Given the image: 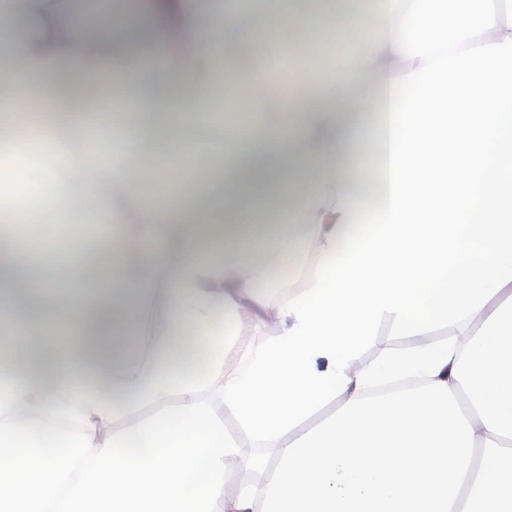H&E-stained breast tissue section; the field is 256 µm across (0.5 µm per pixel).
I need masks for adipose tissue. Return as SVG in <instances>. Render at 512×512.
Returning <instances> with one entry per match:
<instances>
[{"mask_svg": "<svg viewBox=\"0 0 512 512\" xmlns=\"http://www.w3.org/2000/svg\"><path fill=\"white\" fill-rule=\"evenodd\" d=\"M46 2L12 0L0 16V56L14 62L0 85L29 89L1 98L0 111L55 113L32 145L40 180L16 138L0 141V303L24 334L0 338V512H512V0H376L370 24L348 0L224 15L243 44L273 20L320 35L319 54L366 44L280 92L276 109L293 122L225 129L211 120L198 21L214 0L195 16L164 0L183 37L185 91L171 103L138 71L128 99L151 113L102 130L56 100L59 69L156 41L166 24L88 38L69 17L46 20ZM372 72L373 117L352 99ZM187 146L203 224L140 204L143 175L160 181V159ZM368 165L370 224L356 185ZM83 194L98 202L95 225L72 208ZM258 211L279 223H240ZM117 219L140 246L106 264L102 227ZM34 220L73 232L23 243ZM296 249L291 273L281 257ZM58 258L67 291L55 305L32 302L46 285L36 263ZM270 287L287 298L270 305ZM159 292L166 318L142 335L143 303ZM384 319L403 336L454 333L353 368ZM267 320L270 343L231 352ZM52 324L89 331L94 358L49 342ZM188 326L199 365L179 341ZM329 402V418L295 433ZM143 408L151 417L135 420ZM228 414L276 450L261 484L238 466ZM232 472L241 488L228 498Z\"/></svg>", "mask_w": 512, "mask_h": 512, "instance_id": "adipose-tissue-1", "label": "adipose tissue"}]
</instances>
